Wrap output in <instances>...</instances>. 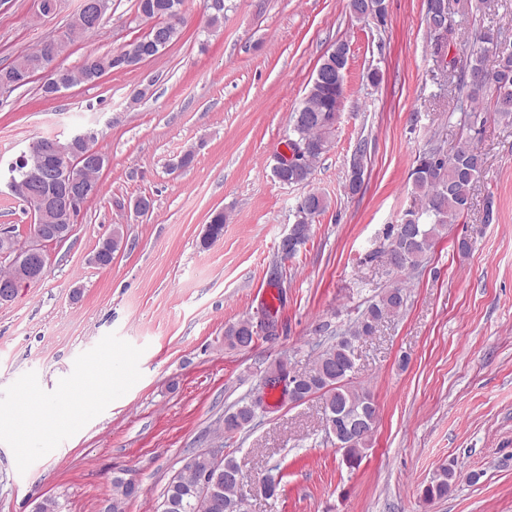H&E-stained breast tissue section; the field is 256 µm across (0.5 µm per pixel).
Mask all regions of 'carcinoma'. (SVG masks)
<instances>
[{"label": "carcinoma", "mask_w": 512, "mask_h": 512, "mask_svg": "<svg viewBox=\"0 0 512 512\" xmlns=\"http://www.w3.org/2000/svg\"><path fill=\"white\" fill-rule=\"evenodd\" d=\"M364 2L348 0L352 18L384 20L383 9L373 8L367 13ZM184 3L185 0H136L139 16L154 20L152 32L135 44L145 58H155L180 38L183 21L173 23L170 16L183 8ZM426 23L433 57L446 61V67L455 79V97L464 114V124L478 132L491 114L498 122L512 126V43L506 45L494 30L482 28L463 44L461 56L447 60L445 49L455 34L451 16L436 8L435 0H426ZM100 26L101 23L86 21L77 14L72 18L69 30L74 35L86 36ZM348 53L346 42L338 41L333 45L316 72L337 71L340 80L323 81L313 77L300 106L292 113L286 142H308L315 146V150L300 156L298 163L288 167L285 181L289 185L309 181L331 147L345 95ZM490 58L493 59L491 67L487 65ZM40 67L37 52L21 53L11 66L0 69V82L9 81L23 87L40 72ZM123 68L125 65L111 54H89L79 67L68 70V79L72 87L93 85L112 70ZM100 155L101 162H92L79 171L81 183L89 189L88 201L97 197L102 189L100 175L108 164V156L103 151ZM484 165V154L471 136L460 138L449 152L433 147L418 156L411 177L412 192L419 198L420 207L406 211L388 235V247L397 257L399 270L417 268L436 242L447 235L448 226L464 218L470 207L474 184L481 177ZM329 206L328 198L319 192L310 193L297 206L293 229L298 246L309 241L315 217L326 212ZM407 300V289L402 284L382 290L369 301L349 331L342 334L341 341L321 351L309 371L293 378L297 399L317 394L323 397L325 416L336 423L343 462L351 470L360 467L379 414L371 391L354 383L355 344L373 335L384 319L399 315ZM255 418L256 409L252 403L237 404L224 415V433L243 430ZM240 471V465L230 454L224 456L217 469L202 453L187 457L167 484L160 512H167L169 501L176 505L175 512H236ZM455 478L452 467L442 469L425 487V498L435 500L448 496ZM138 491L139 488L114 479L112 496L107 498L112 512H126L128 501Z\"/></svg>", "instance_id": "cac0c4a2"}]
</instances>
